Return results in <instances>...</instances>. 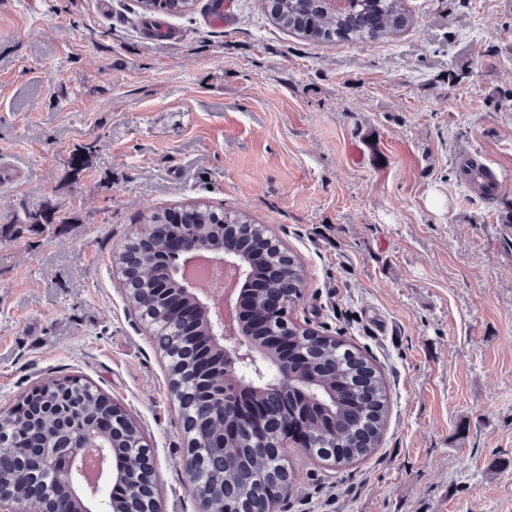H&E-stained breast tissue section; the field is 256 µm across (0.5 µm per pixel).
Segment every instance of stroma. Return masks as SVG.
I'll return each mask as SVG.
<instances>
[{
  "instance_id": "stroma-1",
  "label": "stroma",
  "mask_w": 512,
  "mask_h": 512,
  "mask_svg": "<svg viewBox=\"0 0 512 512\" xmlns=\"http://www.w3.org/2000/svg\"><path fill=\"white\" fill-rule=\"evenodd\" d=\"M179 17L137 0H0V411L62 376L122 407L161 512H197L166 361L113 252L193 203L302 263L290 313L382 369L381 446L288 448L276 512H512V0H407L369 43L303 40L266 0ZM467 148L503 183L470 193ZM54 222L10 230L44 206Z\"/></svg>"
}]
</instances>
